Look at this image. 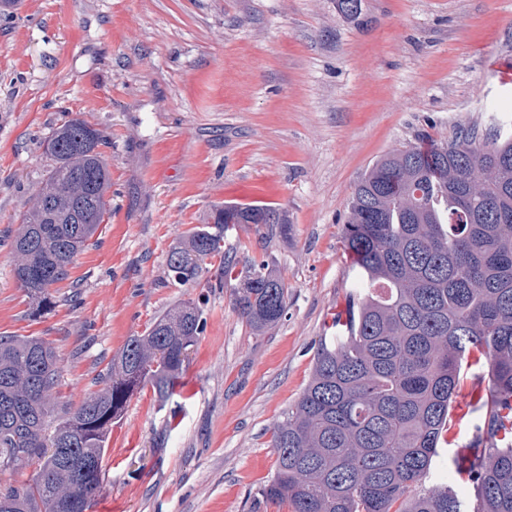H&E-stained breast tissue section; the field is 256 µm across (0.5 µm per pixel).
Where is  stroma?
Returning a JSON list of instances; mask_svg holds the SVG:
<instances>
[{
    "label": "stroma",
    "mask_w": 512,
    "mask_h": 512,
    "mask_svg": "<svg viewBox=\"0 0 512 512\" xmlns=\"http://www.w3.org/2000/svg\"><path fill=\"white\" fill-rule=\"evenodd\" d=\"M100 130L109 212L54 310L30 315L14 276L18 217L42 185L44 142L64 121ZM512 119V0H20L0 16V336H38L59 359L60 401L80 403L130 336L183 302L204 331L174 395L138 390L113 423L91 512H291L260 495L272 431L298 401L319 340L365 283L343 247L348 202L379 157L479 141ZM269 205L224 252L264 259L288 287L258 334L234 310L219 259L168 278L172 247L213 206ZM473 375L430 478L472 494L453 457L473 424Z\"/></svg>",
    "instance_id": "35a3bbf8"
}]
</instances>
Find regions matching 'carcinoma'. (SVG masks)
Returning a JSON list of instances; mask_svg holds the SVG:
<instances>
[{
    "mask_svg": "<svg viewBox=\"0 0 512 512\" xmlns=\"http://www.w3.org/2000/svg\"><path fill=\"white\" fill-rule=\"evenodd\" d=\"M104 136L73 118L46 140V174L13 238L15 278L55 307L51 286L103 222L111 188ZM280 224L266 205L216 206L173 247L169 276L196 284L224 256L227 221ZM343 246L368 283L319 341L311 380L271 437L276 471L262 488L292 512H512V135L394 149L351 192ZM232 306L256 332L284 316L288 287L264 260L224 259ZM187 303L127 339L80 404L54 408V347L0 336V475L34 462L31 479L0 483V512H90L104 490L112 422L147 384L169 395L203 333ZM475 426L456 456L473 495L427 484L452 426L460 375L475 364ZM54 420H49L50 416Z\"/></svg>",
    "mask_w": 512,
    "mask_h": 512,
    "instance_id": "cac0c4a2",
    "label": "carcinoma"
}]
</instances>
